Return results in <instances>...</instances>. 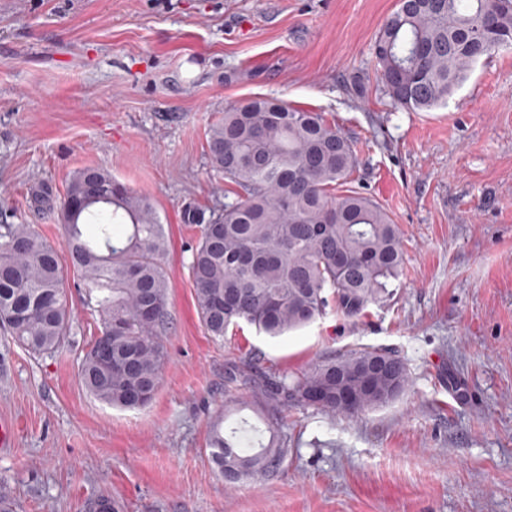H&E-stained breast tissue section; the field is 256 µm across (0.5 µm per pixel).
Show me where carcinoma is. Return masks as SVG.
<instances>
[{
	"label": "carcinoma",
	"instance_id": "1",
	"mask_svg": "<svg viewBox=\"0 0 512 512\" xmlns=\"http://www.w3.org/2000/svg\"><path fill=\"white\" fill-rule=\"evenodd\" d=\"M512 49V0H397L374 41L377 74L394 103L428 112L448 101L478 61ZM212 167L224 173V208L212 213L189 270L200 319L216 340L245 323L272 338L313 324L333 307L359 317L390 296L404 269L400 230L350 177L351 141L321 114L269 98L224 110L210 129ZM73 198L79 207L69 206ZM67 253L30 224L0 225V329L34 354L53 352L70 316L64 261L101 312L81 380L98 400L148 405L160 384L169 323L167 240L151 201L104 170L72 179L61 202ZM386 368L359 384L377 360ZM351 390L336 400V383ZM248 386L268 409L312 407L355 416L386 405L409 386L393 350L364 347L329 355L293 383L251 374L250 362L224 371V389ZM215 427L210 456L231 484L275 473L288 458V430Z\"/></svg>",
	"mask_w": 512,
	"mask_h": 512
}]
</instances>
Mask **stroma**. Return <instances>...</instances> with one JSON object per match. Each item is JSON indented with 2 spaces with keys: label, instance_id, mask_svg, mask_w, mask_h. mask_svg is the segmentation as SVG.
Listing matches in <instances>:
<instances>
[{
  "label": "stroma",
  "instance_id": "1",
  "mask_svg": "<svg viewBox=\"0 0 512 512\" xmlns=\"http://www.w3.org/2000/svg\"><path fill=\"white\" fill-rule=\"evenodd\" d=\"M396 0H0V225L63 245L59 203L86 167L153 203L168 240V353L150 404L119 409L80 377L101 320L66 271L60 348L0 331V495L13 512H512V50L483 57L444 105L398 107L373 43ZM274 98L321 113L352 141L351 176L402 233L405 272L360 318L328 313L271 338L208 335L192 249L224 205L208 132L224 110ZM397 351L396 401L354 417L284 413L274 475L230 484L213 425L270 417L224 368L297 379L351 348Z\"/></svg>",
  "mask_w": 512,
  "mask_h": 512
}]
</instances>
